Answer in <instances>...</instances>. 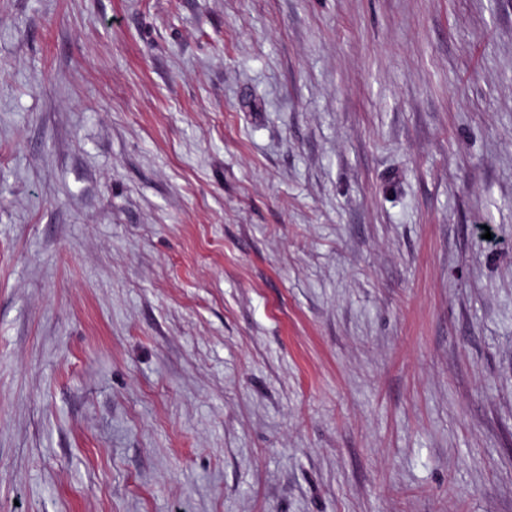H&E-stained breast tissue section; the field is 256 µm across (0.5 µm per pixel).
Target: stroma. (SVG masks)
Instances as JSON below:
<instances>
[{"instance_id":"1","label":"stroma","mask_w":512,"mask_h":512,"mask_svg":"<svg viewBox=\"0 0 512 512\" xmlns=\"http://www.w3.org/2000/svg\"><path fill=\"white\" fill-rule=\"evenodd\" d=\"M0 512H512V0H0Z\"/></svg>"}]
</instances>
